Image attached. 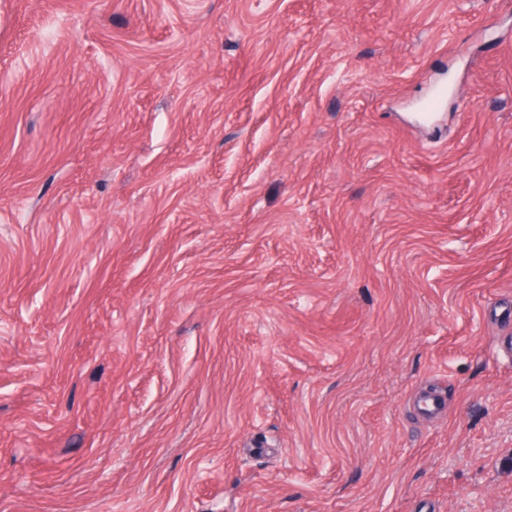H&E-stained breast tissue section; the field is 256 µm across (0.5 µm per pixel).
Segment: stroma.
Masks as SVG:
<instances>
[{
  "label": "stroma",
  "instance_id": "stroma-1",
  "mask_svg": "<svg viewBox=\"0 0 512 512\" xmlns=\"http://www.w3.org/2000/svg\"><path fill=\"white\" fill-rule=\"evenodd\" d=\"M510 341L512 0H0V512H512Z\"/></svg>",
  "mask_w": 512,
  "mask_h": 512
}]
</instances>
